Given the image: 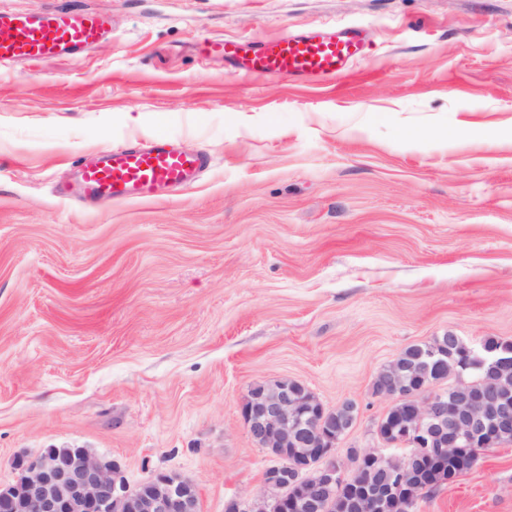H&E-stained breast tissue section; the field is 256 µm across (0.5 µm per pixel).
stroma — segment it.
I'll return each mask as SVG.
<instances>
[{
  "mask_svg": "<svg viewBox=\"0 0 512 512\" xmlns=\"http://www.w3.org/2000/svg\"><path fill=\"white\" fill-rule=\"evenodd\" d=\"M112 37L0 65V484L82 447L202 512L260 493L241 406L292 379L375 448L377 373L446 334L512 341V0H80ZM361 27L333 81L239 76L211 36ZM140 117L133 128L126 115ZM210 163L132 203L60 200L102 148ZM417 512H512V443Z\"/></svg>",
  "mask_w": 512,
  "mask_h": 512,
  "instance_id": "1",
  "label": "stroma"
}]
</instances>
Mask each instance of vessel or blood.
<instances>
[{"instance_id": "vessel-or-blood-1", "label": "vessel or blood", "mask_w": 512, "mask_h": 512, "mask_svg": "<svg viewBox=\"0 0 512 512\" xmlns=\"http://www.w3.org/2000/svg\"><path fill=\"white\" fill-rule=\"evenodd\" d=\"M111 30L107 11L84 8L75 0H58L37 13L0 9V64L71 58L92 49ZM203 52L223 58L249 78L283 75L315 80L345 73L362 57L364 43L360 29L315 25L263 40L216 36L205 43ZM207 164L205 154L159 140L146 147L102 150L80 167L77 184L89 200L139 201L160 189L189 185Z\"/></svg>"}]
</instances>
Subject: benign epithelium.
Masks as SVG:
<instances>
[{"instance_id": "7a95c632", "label": "benign epithelium", "mask_w": 512, "mask_h": 512, "mask_svg": "<svg viewBox=\"0 0 512 512\" xmlns=\"http://www.w3.org/2000/svg\"><path fill=\"white\" fill-rule=\"evenodd\" d=\"M479 364L496 367L512 362V350L497 351L480 342L469 348ZM392 399H409L416 407L413 433L394 437L378 434L376 449L349 448L351 464L364 455L385 457L387 481L377 484L358 503L360 512H383L395 489L413 478L412 461L431 452L455 455L464 448L487 447L502 429L512 428V397L506 393L486 398L468 393L447 396L428 387H408L395 394L379 391ZM332 410L317 403L308 411L285 383H269L255 400L242 406L241 414L254 443L271 458L269 479L262 493L252 500L231 499L233 512H278L293 500L300 512H322L324 502L346 481L348 468L338 459L340 439L326 430L324 422ZM293 436L301 445L313 442L319 448L314 473L288 467V480L276 477L282 460L281 448ZM17 480L0 485V512H201L195 484L175 473L158 472L129 487L118 462L93 455L86 448H45L35 458L17 465Z\"/></svg>"}]
</instances>
